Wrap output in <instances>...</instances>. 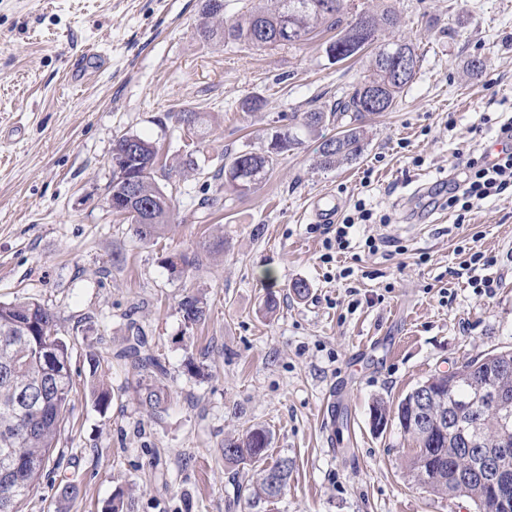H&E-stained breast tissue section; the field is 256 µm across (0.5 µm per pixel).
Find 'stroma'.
<instances>
[{
	"label": "stroma",
	"instance_id": "1",
	"mask_svg": "<svg viewBox=\"0 0 512 512\" xmlns=\"http://www.w3.org/2000/svg\"><path fill=\"white\" fill-rule=\"evenodd\" d=\"M389 6V39L413 43L420 62L391 111L362 118L361 157L319 169L308 136L242 196L213 179L225 158L262 151L292 113L351 92L368 53L329 61L334 33L322 27L299 46L207 43L202 0H0V302L55 313L74 379L48 475L21 512H105L118 493L124 512H475L414 483L411 439L393 422L375 429L371 409L476 353L512 349V190L465 214L428 195L512 114V0H348V16ZM87 55L105 64L79 85L73 64ZM253 97L265 107L243 111ZM183 111L205 120L188 176L174 170ZM124 134L153 141L171 169L157 181L174 226L155 244L107 203ZM322 196L341 215L365 200L369 232L398 247L356 243L352 275L337 278L312 211ZM218 227L219 261L171 276L165 257ZM477 251L495 259L489 295L459 275ZM191 292L207 302L194 326L179 309ZM134 325L167 370L160 413L141 403L144 376L116 357ZM332 392L334 449L320 417ZM256 425L271 459L294 467L282 496L251 508L257 470L225 463L222 448ZM67 484L76 492L64 499Z\"/></svg>",
	"mask_w": 512,
	"mask_h": 512
}]
</instances>
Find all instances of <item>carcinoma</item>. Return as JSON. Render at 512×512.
Instances as JSON below:
<instances>
[{
    "label": "carcinoma",
    "mask_w": 512,
    "mask_h": 512,
    "mask_svg": "<svg viewBox=\"0 0 512 512\" xmlns=\"http://www.w3.org/2000/svg\"><path fill=\"white\" fill-rule=\"evenodd\" d=\"M323 0H271L266 7H252L232 22L224 20V12L216 0H203L204 21L199 36L206 41L226 44L247 43L257 48H276L300 44L317 28L339 29L336 38L326 44L325 53L334 62L354 57L370 48V74L344 98L324 104L309 112L292 115L288 128L271 135L266 149L260 152L243 151L224 163V173L245 169V179L238 180L233 189L244 195L259 185L275 158L301 143L299 133L311 134L323 125L337 123L350 112L375 115L390 111L410 80L399 78L386 59L387 52L396 47L406 52L413 63L419 56L413 44L401 40L375 43L376 34L397 25L392 8L367 15L368 24L358 27L349 24L340 28L346 0H333L326 9ZM382 96L376 108L372 93ZM133 142L137 153L127 157L125 173L112 172V212L122 216L133 228L138 240L154 243L171 230V204L155 178L158 161L156 145L138 135H123L112 147V154L125 151ZM365 146L364 131L345 126L336 136L323 140L318 148L317 164L331 169L336 164L357 159ZM136 177L137 198L128 199L126 176ZM224 246L218 240L205 250L179 252L165 258L173 273L183 274L203 268L208 260ZM185 322L198 324L206 319V304L196 295H186L179 303ZM118 357L129 362L148 379L141 394L142 403L156 412L165 410L167 391L166 370L158 356L150 352L139 329ZM489 362L479 364L467 360L457 371H445L429 378L441 396L426 405H413L406 395L391 410L383 403L373 410L385 418H394L402 431L414 442L412 455L407 459L411 479L441 496L469 498L476 512H512V498L497 502L489 487L474 476L481 466L483 455L502 450L500 464L512 472V438L504 442L501 420L512 415V350L487 353ZM499 388L509 394L505 403H483L472 413L474 426L466 434L474 440L478 451L461 454L453 437L427 435L421 421L438 414L451 403L472 399L481 386ZM73 375L67 343L58 336L54 313L36 301L0 302V469L19 459L26 465L22 482L15 489L11 512H19L21 502L44 476L47 462L56 448L61 425L70 404ZM269 446V433L263 427L246 430L237 438L224 441V461L233 465L257 464L264 460ZM293 461L284 457L268 468L261 469L251 495L253 498L275 499L288 485ZM272 470L281 473L282 486L267 481Z\"/></svg>",
    "instance_id": "obj_1"
}]
</instances>
